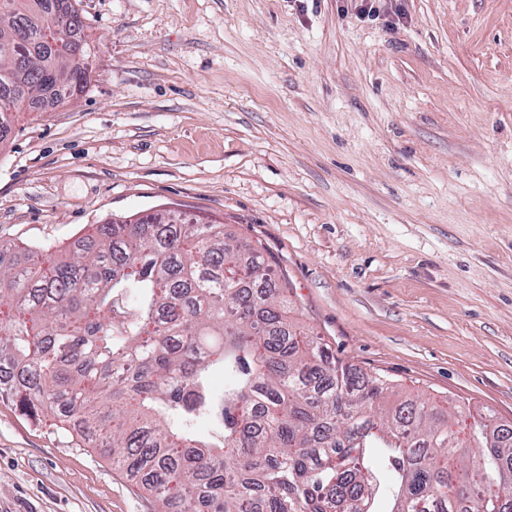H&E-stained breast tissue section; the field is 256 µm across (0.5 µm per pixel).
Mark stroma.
I'll use <instances>...</instances> for the list:
<instances>
[{
	"label": "stroma",
	"instance_id": "35a3bbf8",
	"mask_svg": "<svg viewBox=\"0 0 512 512\" xmlns=\"http://www.w3.org/2000/svg\"><path fill=\"white\" fill-rule=\"evenodd\" d=\"M84 93L0 146V242L174 209L260 246L305 329L512 425V0H76ZM0 399V512H159Z\"/></svg>",
	"mask_w": 512,
	"mask_h": 512
}]
</instances>
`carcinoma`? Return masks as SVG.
I'll return each instance as SVG.
<instances>
[{
  "label": "carcinoma",
  "mask_w": 512,
  "mask_h": 512,
  "mask_svg": "<svg viewBox=\"0 0 512 512\" xmlns=\"http://www.w3.org/2000/svg\"><path fill=\"white\" fill-rule=\"evenodd\" d=\"M8 29L0 144L20 113L82 93L95 54L64 0H0ZM3 306L0 399L78 426L167 512H512V429L343 362L222 224L133 214L82 248L1 243Z\"/></svg>",
  "instance_id": "1"
}]
</instances>
